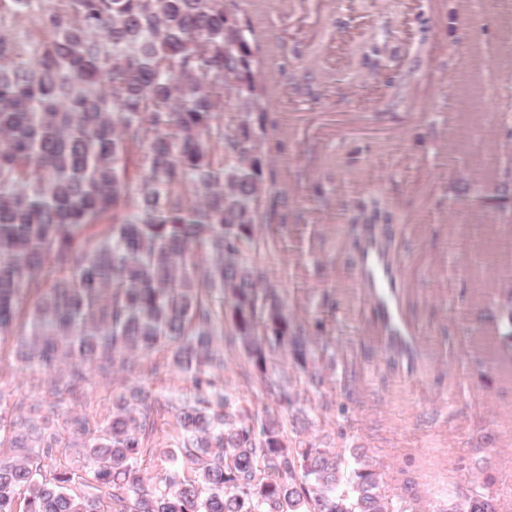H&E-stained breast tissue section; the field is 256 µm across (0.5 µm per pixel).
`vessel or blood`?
<instances>
[{"instance_id": "vessel-or-blood-1", "label": "vessel or blood", "mask_w": 512, "mask_h": 512, "mask_svg": "<svg viewBox=\"0 0 512 512\" xmlns=\"http://www.w3.org/2000/svg\"><path fill=\"white\" fill-rule=\"evenodd\" d=\"M360 273L379 340L405 362H413L421 344L402 308L396 261L382 251L376 239H367L364 245Z\"/></svg>"}]
</instances>
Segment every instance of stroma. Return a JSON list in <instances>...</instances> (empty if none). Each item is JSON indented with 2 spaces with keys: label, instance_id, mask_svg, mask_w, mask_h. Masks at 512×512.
I'll return each instance as SVG.
<instances>
[{
  "label": "stroma",
  "instance_id": "1",
  "mask_svg": "<svg viewBox=\"0 0 512 512\" xmlns=\"http://www.w3.org/2000/svg\"><path fill=\"white\" fill-rule=\"evenodd\" d=\"M260 37L269 190L255 262L287 309L331 344L334 373L306 407L332 403L310 437L369 448L390 475L416 470L440 505L448 484L497 472L512 503V379L494 355L512 311V0H240ZM489 198L467 206L473 185ZM392 241L408 313L427 350L406 370L371 339L354 300V238ZM0 337V417L39 397ZM242 360L228 390L253 412L279 410ZM159 402L189 398L170 368L145 375ZM481 420L492 440L469 459Z\"/></svg>",
  "mask_w": 512,
  "mask_h": 512
}]
</instances>
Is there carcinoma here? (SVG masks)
Listing matches in <instances>:
<instances>
[{
  "label": "carcinoma",
  "mask_w": 512,
  "mask_h": 512,
  "mask_svg": "<svg viewBox=\"0 0 512 512\" xmlns=\"http://www.w3.org/2000/svg\"><path fill=\"white\" fill-rule=\"evenodd\" d=\"M35 4L48 40L0 33V335L42 290L15 356L48 390L0 440V512H424L420 475L401 472L408 495L394 498L367 448L301 440L304 407L288 431L225 387L233 352L290 406L299 397L266 376L273 357L311 391L332 372L328 343L247 258L268 246L266 184L258 48L238 0H0V17ZM163 349L194 387L172 406L173 448L151 446L159 409L122 376ZM94 372L120 383L102 422L76 410ZM73 450L84 476L62 462ZM153 463L164 476L146 483ZM497 482L453 483L437 512H512Z\"/></svg>",
  "instance_id": "cac0c4a2"
}]
</instances>
